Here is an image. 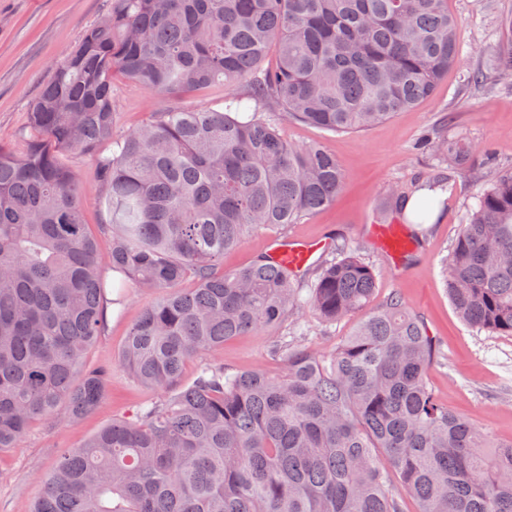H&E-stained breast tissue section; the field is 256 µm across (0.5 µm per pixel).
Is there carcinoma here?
Instances as JSON below:
<instances>
[{
  "label": "carcinoma",
  "mask_w": 512,
  "mask_h": 512,
  "mask_svg": "<svg viewBox=\"0 0 512 512\" xmlns=\"http://www.w3.org/2000/svg\"><path fill=\"white\" fill-rule=\"evenodd\" d=\"M458 61L448 0H111L32 100L22 147L0 145V452L106 394L108 369L84 364L106 280L69 154L95 164L112 270L153 296L121 357L160 397L65 451L31 512H404L406 497L417 512H512V440L434 394L436 338L400 295L374 304L378 272L354 248L336 246L306 290L267 256L216 269L344 187L336 157L281 122L363 131ZM489 66L511 77L512 52ZM117 75L159 100L123 135ZM216 90L221 110L170 105ZM427 146L455 167L472 151L445 129ZM406 198L386 193L380 219ZM445 282L467 325L512 335V172L490 173L467 210ZM308 312L361 319L327 355L298 334ZM258 329L280 331L279 374L209 360L182 383L190 359Z\"/></svg>",
  "instance_id": "1"
}]
</instances>
